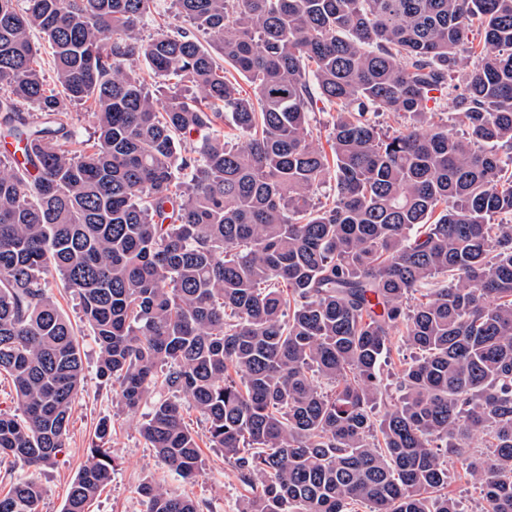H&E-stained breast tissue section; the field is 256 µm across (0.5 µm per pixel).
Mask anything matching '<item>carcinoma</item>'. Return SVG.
I'll return each instance as SVG.
<instances>
[{"mask_svg":"<svg viewBox=\"0 0 512 512\" xmlns=\"http://www.w3.org/2000/svg\"><path fill=\"white\" fill-rule=\"evenodd\" d=\"M149 2L0 0V376L23 414L0 411V457L40 471L69 432L84 361L55 270L102 382L149 406L156 457L201 474L188 398L255 489L242 512H462L443 448L478 512H512V0H175L191 28L145 40ZM138 62L184 93L160 99ZM315 91L336 105L328 152ZM435 92L466 133L426 111ZM380 112L429 131L386 132ZM397 335L417 356L378 421ZM111 432L101 419L63 512L111 483ZM137 492L145 512H202L152 478ZM41 496L18 480L0 512ZM70 122L74 126L78 139L81 140H93L95 135V125L90 112H87L84 108H74L71 112ZM448 494L455 498L466 512H475L479 507V489L467 480L456 456L448 451Z\"/></svg>","mask_w":512,"mask_h":512,"instance_id":"carcinoma-1","label":"carcinoma"}]
</instances>
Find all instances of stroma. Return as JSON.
<instances>
[{
  "instance_id": "stroma-1",
  "label": "stroma",
  "mask_w": 512,
  "mask_h": 512,
  "mask_svg": "<svg viewBox=\"0 0 512 512\" xmlns=\"http://www.w3.org/2000/svg\"><path fill=\"white\" fill-rule=\"evenodd\" d=\"M47 288L60 309L76 327L85 350V378L74 399L65 448L54 467L37 473L42 488L38 512H62L68 487L86 460V452L101 418L112 421L110 445L115 460L111 483L91 502L89 512H144L136 492L140 481L153 476L169 488L195 499L203 512H242L249 496L240 481L233 458L223 450L204 448L203 472L186 480L168 470L146 444L141 425L146 409L131 413L121 410L110 386L97 376L98 347L92 332L81 318L72 291L58 272L46 276Z\"/></svg>"
}]
</instances>
